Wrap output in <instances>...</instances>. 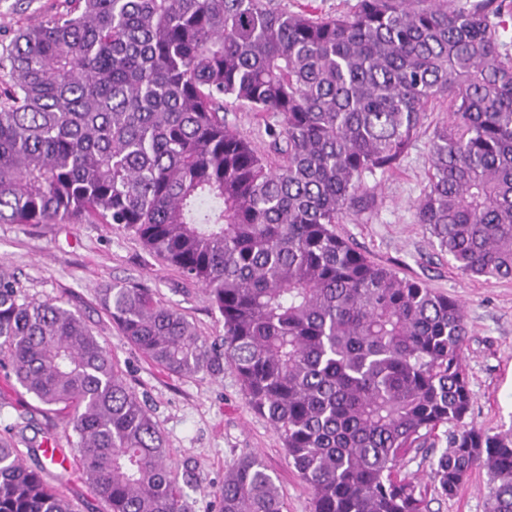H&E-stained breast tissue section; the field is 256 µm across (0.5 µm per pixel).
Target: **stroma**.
<instances>
[{
  "label": "stroma",
  "instance_id": "1",
  "mask_svg": "<svg viewBox=\"0 0 512 512\" xmlns=\"http://www.w3.org/2000/svg\"><path fill=\"white\" fill-rule=\"evenodd\" d=\"M67 6V0H0V48L10 45L18 30L39 26ZM448 117L443 101L427 112L399 167L366 178L364 205L344 213L336 232L372 262L463 305L469 420L497 433L512 428V280L461 274L416 222L415 206L428 186L430 141ZM224 120L269 161H278L268 134L278 126V117L228 98ZM0 267L15 273L29 298L60 300L77 310L111 349L122 379L164 436L172 475L192 512H216L215 493L225 472L252 455L276 478L285 512H313L311 489L289 462L268 420L250 407L232 369L217 375L169 373L128 343L99 303L101 289L115 284L148 289L218 347L224 321L200 285L151 253L132 233L108 224H0ZM21 413L30 418L26 437L64 433L62 416L44 412L15 381L0 376V435H10ZM447 434V427L436 429L425 448L404 457L400 473L425 493L430 512H486L483 472H473L454 497L437 492L431 461L445 448Z\"/></svg>",
  "mask_w": 512,
  "mask_h": 512
}]
</instances>
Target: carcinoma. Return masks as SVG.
<instances>
[{
	"label": "carcinoma",
	"mask_w": 512,
	"mask_h": 512,
	"mask_svg": "<svg viewBox=\"0 0 512 512\" xmlns=\"http://www.w3.org/2000/svg\"><path fill=\"white\" fill-rule=\"evenodd\" d=\"M0 51V224H111L200 283L222 349L142 288L100 302L173 374L236 373L280 434L314 512H429L399 465L449 425L432 465L451 497L486 475L512 512V429L468 422L463 307L336 234L364 180L397 168L436 101L417 223L470 276L512 279V0H358L315 17L267 0H68ZM281 119L268 165L224 124V98ZM0 368L67 416L107 512H190L165 439L78 311L0 270ZM0 437V512H76ZM217 512H284L257 457Z\"/></svg>",
	"instance_id": "obj_1"
}]
</instances>
